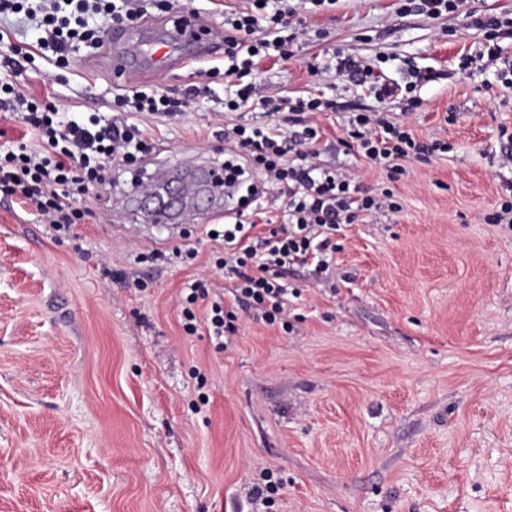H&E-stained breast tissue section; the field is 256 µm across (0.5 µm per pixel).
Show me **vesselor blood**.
<instances>
[{"label": "vessel or blood", "mask_w": 512, "mask_h": 512, "mask_svg": "<svg viewBox=\"0 0 512 512\" xmlns=\"http://www.w3.org/2000/svg\"><path fill=\"white\" fill-rule=\"evenodd\" d=\"M211 43L208 24L197 18L139 24L117 31L113 37L112 72L122 81L135 82L160 69L185 67L206 55ZM200 174L207 199H228L230 190L222 169L207 167Z\"/></svg>", "instance_id": "vessel-or-blood-1"}]
</instances>
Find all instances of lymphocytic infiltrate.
<instances>
[{"label":"lymphocytic infiltrate","instance_id":"obj_1","mask_svg":"<svg viewBox=\"0 0 512 512\" xmlns=\"http://www.w3.org/2000/svg\"><path fill=\"white\" fill-rule=\"evenodd\" d=\"M18 13L39 33L35 50L51 53L63 65L78 45L103 47L107 27L142 20L148 9L145 0H0V16ZM286 14L248 0L225 17V112L246 107L253 93L250 77L270 52L288 56L293 38L285 33ZM338 70L371 87L377 106L352 113L348 136L351 147L381 166L389 181L407 176L409 164L448 152V144L419 141L409 126L390 120L383 110L388 99L403 92L411 94V106H418L414 93L425 74L411 70L405 83H391L349 59L341 60ZM187 104L165 92L136 88L115 95L111 116L94 112L76 118L0 83V112L10 113L30 135L0 155V191L57 235L69 234L92 217L87 202L99 198L113 169L135 171L136 185L146 186L151 148L135 116L175 117ZM332 107L318 97H281L265 101L262 119L225 124V181L233 191H244L245 202L224 223L212 225L221 250L211 264L230 281V296L211 297L212 285L203 278L186 283L181 290L186 334L202 328L218 339L235 335L240 307L269 325L288 327L290 308L301 296L286 283L288 270L312 265L330 273L336 253L332 234L339 225L398 211L389 191L361 192L352 175L321 164L320 133L311 116ZM277 194L286 198L282 224L261 214L263 198Z\"/></svg>","mask_w":512,"mask_h":512}]
</instances>
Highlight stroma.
<instances>
[{"mask_svg":"<svg viewBox=\"0 0 512 512\" xmlns=\"http://www.w3.org/2000/svg\"><path fill=\"white\" fill-rule=\"evenodd\" d=\"M395 0H336L308 14L290 59L260 63L253 104L316 94L322 163L362 190L391 188L398 212L336 232L331 280L289 272L300 286L289 331L237 313L224 349L185 335V282L224 277L206 265L204 200L174 229L131 223L118 171L89 223L55 238L0 194V512H249L262 472L283 488L277 512H512V223L488 224L512 170V87L496 67L464 68L483 47L470 13H512V0H459L433 18L397 15ZM392 79L438 72L421 103L386 111L423 142L451 144L391 184L343 141L367 88L333 65L336 51ZM111 44L80 48L67 67L35 57L0 81L63 112L112 110ZM320 66L309 74L308 63ZM224 42L213 55L156 73L142 86L182 96L178 118H153V167L193 150L222 164L216 116ZM187 240V265H138L135 252ZM154 286L140 292L133 279Z\"/></svg>","mask_w":512,"mask_h":512,"instance_id":"obj_1","label":"stroma"}]
</instances>
